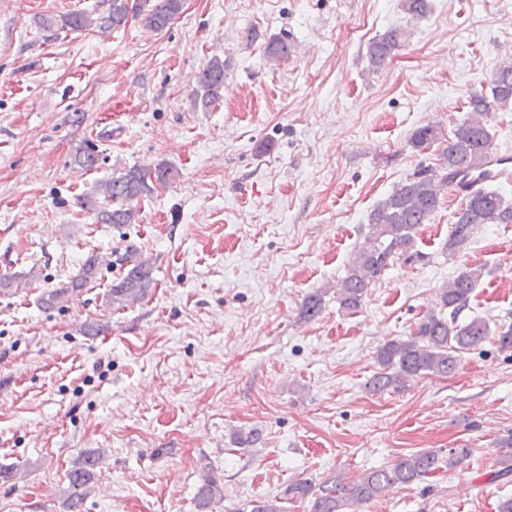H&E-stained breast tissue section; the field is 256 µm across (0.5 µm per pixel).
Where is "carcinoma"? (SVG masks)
<instances>
[{
    "label": "carcinoma",
    "mask_w": 512,
    "mask_h": 512,
    "mask_svg": "<svg viewBox=\"0 0 512 512\" xmlns=\"http://www.w3.org/2000/svg\"><path fill=\"white\" fill-rule=\"evenodd\" d=\"M405 9L414 19H422L431 10V0H403ZM183 8V0H112L108 14L91 18L84 13H71L60 18L43 17L40 27L50 30L56 23L72 31L91 26L105 32L128 24L129 18H142L145 26L154 30L165 28ZM405 39L400 29H391L368 46L369 68L383 67ZM291 53V45L280 38L271 39L266 55L284 59ZM224 92V60L214 57L200 71L196 99L206 108L221 98ZM512 106V53L503 56L494 71L487 89L474 91L469 96V113L453 130L448 146L442 152L440 170L423 169L393 187L371 211L362 242L353 251L344 277L336 281V300L348 312L357 311L367 294L395 261L416 263L424 259L417 248L416 231L426 224L442 203L441 194L448 178L468 176L485 159L491 148L492 135L488 115L496 109ZM442 138V130L427 124L414 131L413 146L421 148ZM79 166L92 170L98 165V156L90 146L76 149ZM165 184L175 178L172 168L161 166L154 174L130 168L119 175L96 184L90 194L78 199L80 207L94 213L102 224H133L138 214L134 202L153 192L148 179ZM485 224H512V197L484 186L474 188L464 198L455 214L448 234V252L461 251L474 233ZM118 264L120 277L110 285L107 296L110 303L121 307L145 298L154 284L153 263L132 244L124 253L110 261L103 256L90 255L78 273L65 286L45 292L41 297L47 309H63L70 300L95 281L101 267ZM480 269H465L440 289V306L429 311L408 336L385 342L376 351V371L368 381V390L377 393L398 390L412 378L424 376L446 377L455 372L464 352L494 337L502 352H512V324L493 331L482 318L459 320L469 309L472 295L479 287ZM323 311V293L316 290L306 296L300 316L312 321ZM499 447L506 449L498 459L502 468L497 475L512 474V430L502 436ZM105 450L96 448L84 453L82 460L67 473L70 493L68 512H81L86 496L93 490L97 470L101 468ZM439 456L424 451L398 458L389 466L365 473L354 482L332 477L314 486L299 481L288 486L293 498L308 499L310 512H356L354 506L367 504L394 485H411L438 469ZM221 495V486L211 476L206 477L196 492L199 512H206ZM282 497L275 495L253 500L247 504L249 512H284Z\"/></svg>",
    "instance_id": "1"
}]
</instances>
